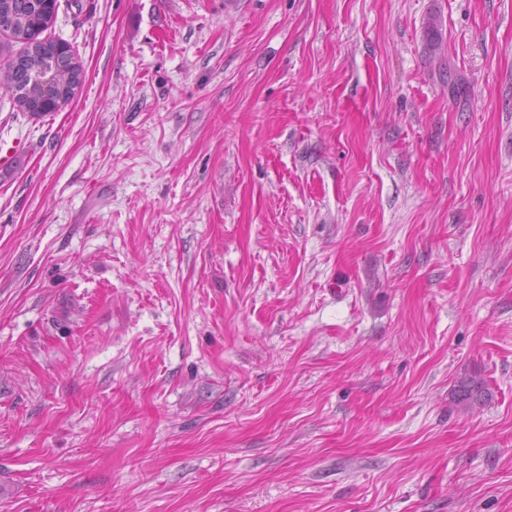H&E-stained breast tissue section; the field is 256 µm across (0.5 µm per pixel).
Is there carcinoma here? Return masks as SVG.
<instances>
[{
	"label": "carcinoma",
	"mask_w": 512,
	"mask_h": 512,
	"mask_svg": "<svg viewBox=\"0 0 512 512\" xmlns=\"http://www.w3.org/2000/svg\"><path fill=\"white\" fill-rule=\"evenodd\" d=\"M55 10L44 0H0V30L24 44L22 51L8 55L0 64V86L13 94L19 108L32 117L41 118L58 111L73 99L82 82V66L75 57L57 54L59 42L40 35L51 22ZM440 17L432 13L426 19L424 35L431 50L441 48ZM61 70L56 87L49 94L33 83L39 72ZM484 379L477 375L463 377L454 386V403L470 410L489 400Z\"/></svg>",
	"instance_id": "cac0c4a2"
}]
</instances>
